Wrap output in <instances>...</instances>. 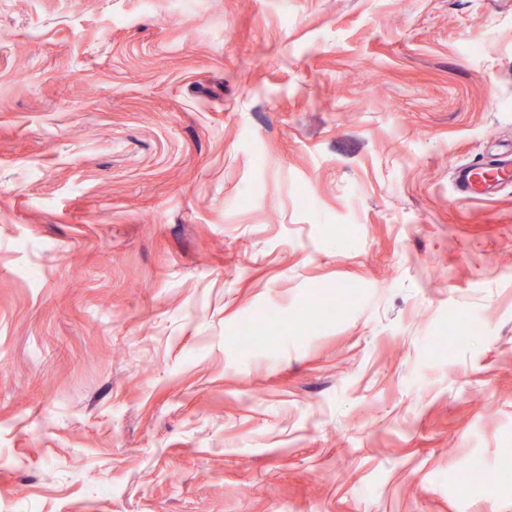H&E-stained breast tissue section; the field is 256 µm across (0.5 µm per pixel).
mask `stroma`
Wrapping results in <instances>:
<instances>
[{
	"label": "stroma",
	"instance_id": "obj_1",
	"mask_svg": "<svg viewBox=\"0 0 512 512\" xmlns=\"http://www.w3.org/2000/svg\"><path fill=\"white\" fill-rule=\"evenodd\" d=\"M510 148L512 0H0V512H512ZM455 182L459 194L469 199L497 194L512 184L511 150L504 158L457 168Z\"/></svg>",
	"mask_w": 512,
	"mask_h": 512
}]
</instances>
